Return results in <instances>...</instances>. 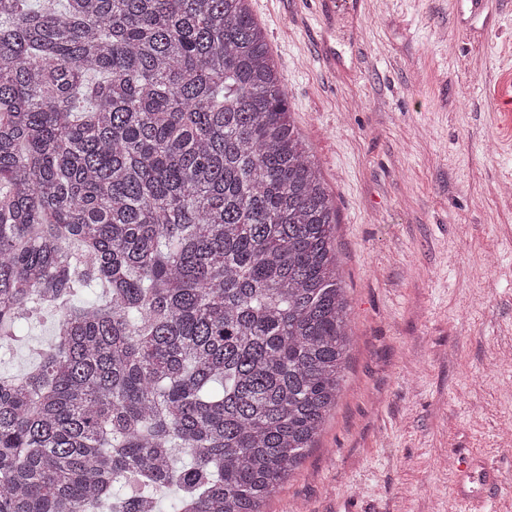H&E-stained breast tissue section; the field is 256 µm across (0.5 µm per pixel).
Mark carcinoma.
Masks as SVG:
<instances>
[{"label": "carcinoma", "instance_id": "carcinoma-1", "mask_svg": "<svg viewBox=\"0 0 512 512\" xmlns=\"http://www.w3.org/2000/svg\"><path fill=\"white\" fill-rule=\"evenodd\" d=\"M248 2L0 0V344L56 315L0 512H265L336 407L337 214Z\"/></svg>", "mask_w": 512, "mask_h": 512}]
</instances>
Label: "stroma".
<instances>
[{"label":"stroma","mask_w":512,"mask_h":512,"mask_svg":"<svg viewBox=\"0 0 512 512\" xmlns=\"http://www.w3.org/2000/svg\"><path fill=\"white\" fill-rule=\"evenodd\" d=\"M333 196L352 345L336 410L267 512H512V0H249ZM55 316L22 320L24 375Z\"/></svg>","instance_id":"1"}]
</instances>
